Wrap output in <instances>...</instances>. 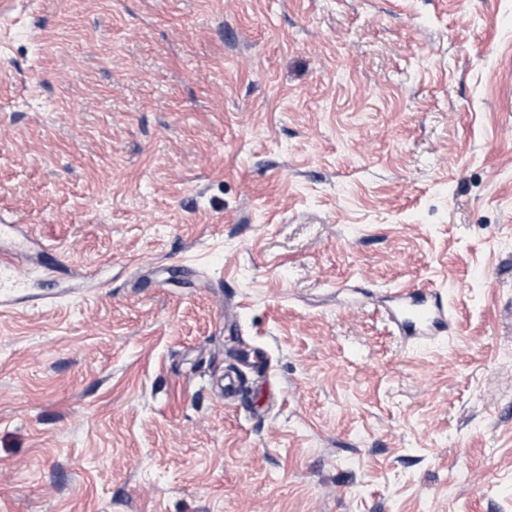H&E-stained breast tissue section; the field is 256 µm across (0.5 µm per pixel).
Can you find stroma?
<instances>
[{
  "mask_svg": "<svg viewBox=\"0 0 512 512\" xmlns=\"http://www.w3.org/2000/svg\"><path fill=\"white\" fill-rule=\"evenodd\" d=\"M1 222L0 512H512V0H5ZM26 270L11 253L0 252V288H21ZM424 288L411 290L398 289L393 293L396 316L402 319L401 329L404 333L415 330L419 335H429L431 325L447 319V305L438 292H424Z\"/></svg>",
  "mask_w": 512,
  "mask_h": 512,
  "instance_id": "stroma-1",
  "label": "stroma"
}]
</instances>
